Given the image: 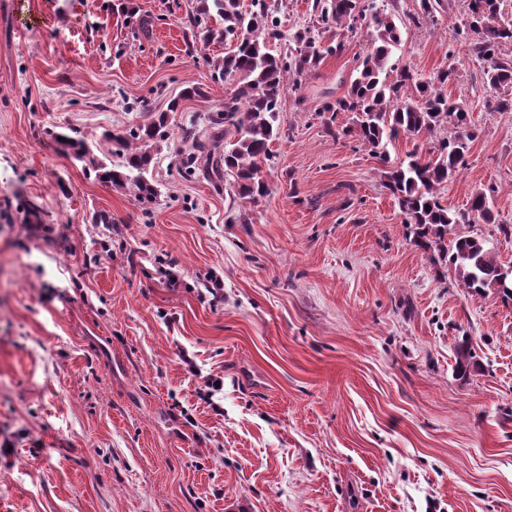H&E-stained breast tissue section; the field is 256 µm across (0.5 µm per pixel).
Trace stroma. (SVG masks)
<instances>
[{"label":"stroma","instance_id":"stroma-1","mask_svg":"<svg viewBox=\"0 0 512 512\" xmlns=\"http://www.w3.org/2000/svg\"><path fill=\"white\" fill-rule=\"evenodd\" d=\"M199 5L0 0V512H512V302L439 277L384 166L317 114L366 30L324 27L346 50L287 92L272 192L250 202L179 174L182 128L231 93L208 65L223 41L190 36ZM417 8L397 0L394 55L456 69L476 128L443 202L492 184L512 225V112L448 48L466 0L418 28ZM188 86L203 94L170 114L152 205L55 147ZM464 336L480 368L461 380Z\"/></svg>","mask_w":512,"mask_h":512}]
</instances>
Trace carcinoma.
<instances>
[{
    "label": "carcinoma",
    "mask_w": 512,
    "mask_h": 512,
    "mask_svg": "<svg viewBox=\"0 0 512 512\" xmlns=\"http://www.w3.org/2000/svg\"><path fill=\"white\" fill-rule=\"evenodd\" d=\"M198 15L189 20L194 35L220 39L224 56L209 61L218 80L233 86L224 110L209 116V133L185 128L180 139L185 148L180 170L186 177L201 175L216 186L227 184L236 195L256 201L271 192L263 178V164L271 160L272 143L280 137V108L289 82L314 70L329 56L345 51L342 41L321 43L314 29H298L291 35L281 30L275 4L268 0H203ZM448 9L444 0H419V11L409 15L415 26L435 23ZM319 25L334 24L354 29L363 22L371 30V49L356 59V77L347 95L326 102L318 115L326 117L330 133L354 136L359 145L387 166L385 188L397 201L404 224L415 245L429 254L430 262L451 269L470 294L486 289L512 301V271L501 266L488 241L459 230L465 224L497 223L491 208L494 187L475 192L465 207L451 210L442 203L441 189L466 168V157L475 138L469 113L448 95V83L456 80L453 68L435 76H415L393 60L401 31L392 14L376 0H314ZM213 19L224 25L216 29ZM452 44L467 48L469 59L483 64V78L496 90L512 88V58L502 57V47L512 44V20L504 14L503 0H467L466 18L453 29ZM203 95L201 88H184L152 121L104 135L108 150L121 161L108 168L97 162L86 139L71 128L53 134L55 143L91 167L101 181L132 192L139 201L151 203L158 196L147 177L161 143L170 139L168 113L176 112L186 99ZM350 112V127L333 129L338 114ZM455 128L451 137H437L445 126ZM404 136L416 141L406 159L390 164L387 147ZM428 139L421 151L418 140ZM467 346L458 348L456 369L466 376L475 366Z\"/></svg>",
    "instance_id": "cac0c4a2"
}]
</instances>
